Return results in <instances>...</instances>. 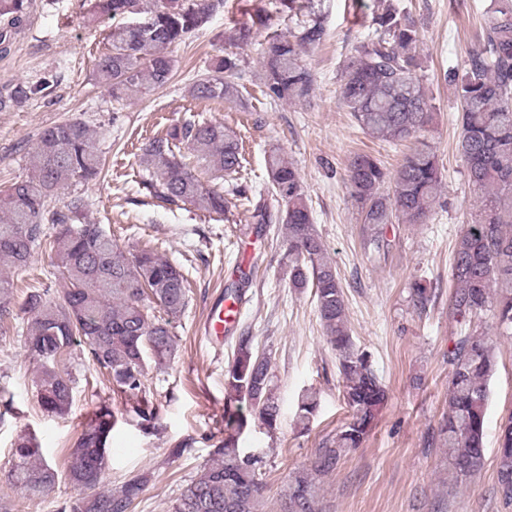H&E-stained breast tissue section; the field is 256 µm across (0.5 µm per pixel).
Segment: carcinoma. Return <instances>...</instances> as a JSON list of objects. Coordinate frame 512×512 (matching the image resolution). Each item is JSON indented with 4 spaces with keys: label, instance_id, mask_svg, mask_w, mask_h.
Segmentation results:
<instances>
[{
    "label": "carcinoma",
    "instance_id": "carcinoma-1",
    "mask_svg": "<svg viewBox=\"0 0 512 512\" xmlns=\"http://www.w3.org/2000/svg\"><path fill=\"white\" fill-rule=\"evenodd\" d=\"M28 0H0V53L10 50L25 23ZM224 7V0H93L87 19L112 20L105 51L95 63V81L126 100L146 89L162 87L173 76L175 60L167 50L186 41ZM375 30L354 48L343 65L340 94L344 105L370 137L407 144L390 175L370 153L349 161L345 180L363 224L364 247L388 248L390 224H424L435 210L442 173L435 153L422 138L432 120L430 97L418 76V29L392 6L375 20ZM479 44L459 71L444 78L455 87L460 108L459 151L477 194L478 213L454 246L450 298L453 319L464 326L448 350L451 379L448 414L441 422L443 446L453 468L452 482L479 470L484 456L485 413L489 381L496 371L495 348L465 326L491 314L501 336L512 337V0H491ZM325 39L313 20L287 35L272 34L263 48L261 81L273 101L307 100L313 74L301 61L306 47ZM238 59L225 56L196 75L190 96L208 103H234L244 85ZM49 88V82L19 81L0 93V108L23 107ZM188 145L190 154L177 152ZM243 145L237 132L217 122L198 120L171 127L141 147L145 188L163 203L190 205L224 213V193L205 184L240 173ZM30 177L0 190V268L25 270L34 254L51 255L58 288L32 286L14 291L10 277L0 276V324L20 313L21 337L36 363L33 385L46 413L64 415L73 402L75 379L59 366L76 346L105 371L114 397L140 418L147 431L156 428V410L146 387L149 363L165 366L178 352L174 321L191 300L188 272L143 245L127 254L102 225L86 221L90 201L78 187L103 172L94 132L86 122L65 120L44 129L26 151ZM268 193L282 206L277 217L262 208L259 224L277 220L285 226L288 277L295 288L314 289L323 335L336 353L342 395L351 419L322 442L309 467L294 473L283 512H318V481L336 470L371 431L386 392L368 353L355 343L347 323L344 291L336 267L316 232L297 168L281 150L266 158ZM62 205H55L63 191ZM433 289L412 284L410 303L427 311ZM247 401L268 428L280 414L272 388L268 357L241 334L234 359L224 372V440L200 474L186 483L173 512H259L264 498L262 460L239 447L247 424L240 403ZM316 395L298 401L297 425L306 429L316 412ZM118 418L98 406L75 440L65 478L83 492L58 512H132L146 478L133 477L99 490L107 466V445ZM496 492L512 505V412L498 430ZM12 488L41 498L55 487L58 471L44 458L35 434L24 431L12 448L7 474Z\"/></svg>",
    "mask_w": 512,
    "mask_h": 512
}]
</instances>
